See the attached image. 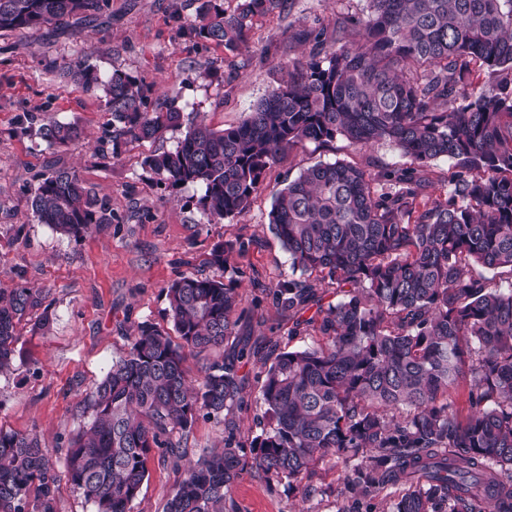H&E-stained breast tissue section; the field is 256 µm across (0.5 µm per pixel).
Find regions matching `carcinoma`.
<instances>
[{"mask_svg": "<svg viewBox=\"0 0 512 512\" xmlns=\"http://www.w3.org/2000/svg\"><path fill=\"white\" fill-rule=\"evenodd\" d=\"M195 37L233 44L248 22L283 0H188ZM362 40L288 69L239 126L200 121L173 151L143 164L171 188L198 184L210 217L245 212L262 176L306 141L396 146L412 166L375 177L336 160L312 165L274 197L269 229L288 253L291 275L272 289L276 306L298 313L327 282L345 290L305 321L323 342L280 353L256 375L261 434L245 444L224 425V448L184 465L164 512H224L251 453L267 477L301 482L333 454L350 462L348 491L367 500L403 493L392 512H512V290L476 269L512 274V0H367ZM111 0H0V32L55 30L102 15ZM486 73L481 83L474 70ZM103 102L98 150L154 139L179 124L178 95L149 110L151 87L119 69L103 76L85 60L66 68ZM467 104L457 107V99ZM51 145L78 142L65 123L39 127ZM453 161L445 196L425 197L421 168ZM32 211L75 238L112 222L75 171L35 176ZM243 240L217 243L222 267ZM173 331L141 323L124 356L86 395L88 422L64 457L36 431L0 429V512H57L67 480L94 512H130L157 451L179 462L177 436L199 417L219 420L244 402L246 347L188 379L189 355L221 349L237 335L242 297L224 283L184 275L166 289ZM38 287L0 288V372L13 365L17 325L39 314ZM470 377V412L450 400Z\"/></svg>", "mask_w": 512, "mask_h": 512, "instance_id": "1", "label": "carcinoma"}]
</instances>
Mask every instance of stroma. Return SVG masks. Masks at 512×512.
Masks as SVG:
<instances>
[{"instance_id":"obj_1","label":"stroma","mask_w":512,"mask_h":512,"mask_svg":"<svg viewBox=\"0 0 512 512\" xmlns=\"http://www.w3.org/2000/svg\"><path fill=\"white\" fill-rule=\"evenodd\" d=\"M185 0H112V18L80 30L65 27L0 33V287L30 284L47 293L50 328L33 318L17 327L19 341L10 371L0 373V428L37 431L47 442H65L87 421L83 398L113 360L127 350L138 324L169 327L167 286L198 274L235 284L249 314L238 341L253 355L245 403L224 421L198 419L181 441L187 457L224 446V423L236 424L243 442L260 434L264 408L255 374L283 351L319 342L317 332L294 333L296 315L276 307L269 293L290 274L287 253L268 229L274 195L319 162L347 160L377 175L409 166L392 144L364 149L339 139L306 142L266 170L262 189L241 215L223 220L203 213L201 186L171 188L144 166L146 156L174 150L187 126L205 122L220 130L239 125L255 105L286 78L293 61L334 45L336 22L345 20L346 43L359 39L366 0H287L284 9L254 16L242 42L219 45L183 29ZM100 70L120 69L154 85L175 87L181 124L162 137L121 148L117 156L96 150L104 121L101 101L75 85L62 62L83 55ZM78 125L82 140L65 148L31 135L29 118ZM65 166L112 212V221L75 239L42 224L32 212L34 177ZM239 238L246 251L222 269L210 265L213 246ZM245 277L236 278L235 269ZM148 476L132 512H163L180 474L170 459L152 454ZM347 464L329 456L308 478L310 494L290 489L287 479H265L252 462L231 490L238 512H390L400 491L386 489L366 501L344 487Z\"/></svg>"}]
</instances>
